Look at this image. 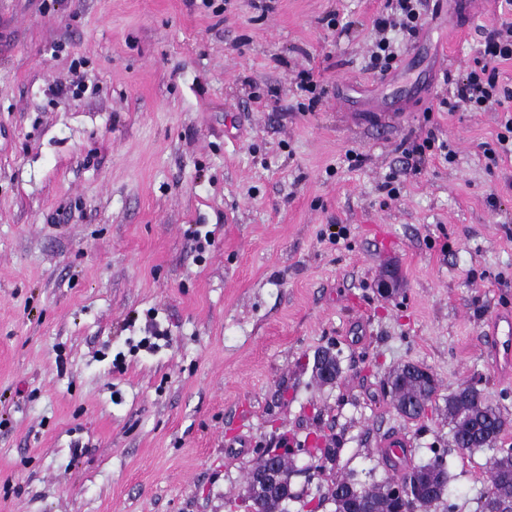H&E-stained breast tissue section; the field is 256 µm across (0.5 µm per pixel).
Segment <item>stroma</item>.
<instances>
[{"label":"stroma","mask_w":512,"mask_h":512,"mask_svg":"<svg viewBox=\"0 0 512 512\" xmlns=\"http://www.w3.org/2000/svg\"><path fill=\"white\" fill-rule=\"evenodd\" d=\"M427 2L379 77L384 0H0V512H247L283 442L290 512H335L337 479L390 476L397 433L482 512L492 452H458L446 399L482 390L512 447L483 338L512 311V154L484 153L500 113L440 102L503 4ZM430 131L453 160L388 187ZM409 362L438 384L418 420L385 395ZM285 481H288V474L277 471L273 459L266 461V466L249 471L244 490L248 500L258 496L269 494V490Z\"/></svg>","instance_id":"stroma-1"}]
</instances>
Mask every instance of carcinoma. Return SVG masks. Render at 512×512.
I'll use <instances>...</instances> for the list:
<instances>
[{
	"mask_svg": "<svg viewBox=\"0 0 512 512\" xmlns=\"http://www.w3.org/2000/svg\"><path fill=\"white\" fill-rule=\"evenodd\" d=\"M405 367H400L390 375L389 394L395 409H400L408 402H416L419 409L408 415L410 419L425 416L426 410L432 405L436 391L416 388L403 381ZM448 420L453 436L468 437V442L476 446L490 449H501L496 443L502 434L506 421L482 393H473L465 397L456 394L448 396ZM423 470V482L426 490L417 498L402 503L391 500L385 494V482L364 486L351 478H344L335 484L331 491V500L336 510L342 512L349 503L365 500L372 501V506L380 512H429L436 503L444 504L448 510L455 508L447 502L449 496L450 476L448 470L435 456L428 462L418 465ZM512 509V458L494 456L490 462L488 489L484 496L483 512H508Z\"/></svg>",
	"mask_w": 512,
	"mask_h": 512,
	"instance_id": "1",
	"label": "carcinoma"
}]
</instances>
